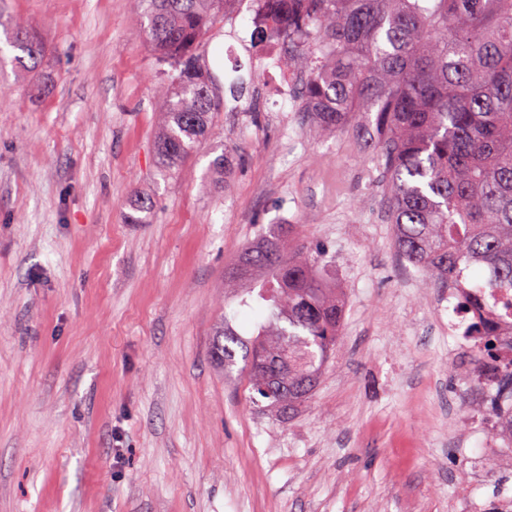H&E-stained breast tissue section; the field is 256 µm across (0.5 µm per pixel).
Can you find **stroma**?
I'll list each match as a JSON object with an SVG mask.
<instances>
[{
	"mask_svg": "<svg viewBox=\"0 0 512 512\" xmlns=\"http://www.w3.org/2000/svg\"><path fill=\"white\" fill-rule=\"evenodd\" d=\"M31 27L37 70L0 30V512H472L489 393L448 334V291L401 263L369 144L321 130L229 0L204 52L224 99L215 147L172 172L154 153L159 65L131 0H0ZM247 77L240 100L229 86ZM152 220H126L133 195ZM300 224L341 290L339 345L288 418L213 366L220 313L257 316L224 275L259 225Z\"/></svg>",
	"mask_w": 512,
	"mask_h": 512,
	"instance_id": "35a3bbf8",
	"label": "stroma"
}]
</instances>
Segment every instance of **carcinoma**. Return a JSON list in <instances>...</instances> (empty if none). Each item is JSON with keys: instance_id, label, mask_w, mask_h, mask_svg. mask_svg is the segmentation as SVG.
Wrapping results in <instances>:
<instances>
[{"instance_id": "cac0c4a2", "label": "carcinoma", "mask_w": 512, "mask_h": 512, "mask_svg": "<svg viewBox=\"0 0 512 512\" xmlns=\"http://www.w3.org/2000/svg\"><path fill=\"white\" fill-rule=\"evenodd\" d=\"M161 70L164 170L209 142L224 103L204 75L199 48L223 0H132ZM255 39L286 40L287 68H309L302 111L326 131L365 120L401 262L436 288L471 275L489 292L512 290V0H254ZM9 43L35 67L41 44L21 26ZM144 224L155 202L130 201ZM246 283L270 315L245 339L223 314L212 360L240 373L259 409L288 413L308 399L340 336L339 289L325 254L274 225L224 276ZM512 323L474 330L477 382L487 381L492 433L512 439Z\"/></svg>"}]
</instances>
